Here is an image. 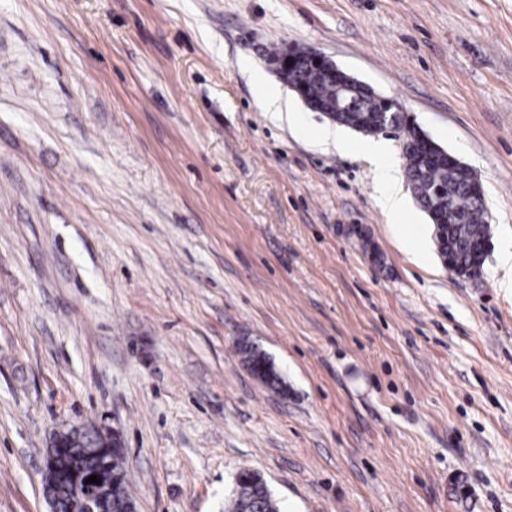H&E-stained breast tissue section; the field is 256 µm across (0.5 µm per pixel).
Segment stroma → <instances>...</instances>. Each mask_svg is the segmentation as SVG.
Here are the masks:
<instances>
[{
    "label": "stroma",
    "instance_id": "1",
    "mask_svg": "<svg viewBox=\"0 0 512 512\" xmlns=\"http://www.w3.org/2000/svg\"><path fill=\"white\" fill-rule=\"evenodd\" d=\"M290 44L478 174L480 279L414 203L404 250ZM510 248L512 0H0V512H48L72 423L118 429L138 512H224L244 469L280 512H512ZM238 352L251 372L268 385L279 387L283 384L272 362L256 346L243 341L239 344Z\"/></svg>",
    "mask_w": 512,
    "mask_h": 512
}]
</instances>
